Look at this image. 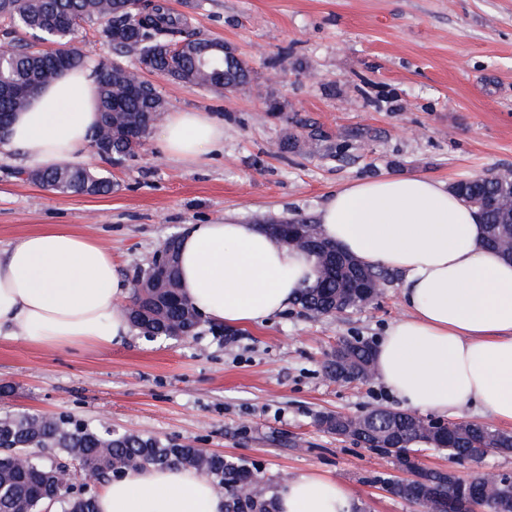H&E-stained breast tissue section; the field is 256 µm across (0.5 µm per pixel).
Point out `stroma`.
Returning <instances> with one entry per match:
<instances>
[{
    "mask_svg": "<svg viewBox=\"0 0 512 512\" xmlns=\"http://www.w3.org/2000/svg\"><path fill=\"white\" fill-rule=\"evenodd\" d=\"M191 32L230 46L248 84L219 89L171 78L154 84L170 112H207L224 146L190 164L155 136L115 166L101 196L60 194L23 180L0 155V249L62 224L98 240L127 278L146 271L186 224H257L267 213L316 220L331 191L383 175L446 183L512 170V0H164ZM72 44L89 64L121 61L100 22ZM298 147L281 150L289 132ZM399 283L337 318L301 308L262 326L202 322L195 338L134 332L112 348L53 350L0 337V415H69L256 464L278 486L301 473L346 483L357 512H411L385 491L390 459L323 431L318 414L356 415L401 404L377 380L337 384L323 370L336 343L378 342L405 317ZM422 466L512 473V453L452 461L429 449Z\"/></svg>",
    "mask_w": 512,
    "mask_h": 512,
    "instance_id": "obj_1",
    "label": "stroma"
}]
</instances>
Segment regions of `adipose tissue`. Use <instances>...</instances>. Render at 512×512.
<instances>
[{
    "label": "adipose tissue",
    "instance_id": "ef3b65f1",
    "mask_svg": "<svg viewBox=\"0 0 512 512\" xmlns=\"http://www.w3.org/2000/svg\"><path fill=\"white\" fill-rule=\"evenodd\" d=\"M99 121L98 83L69 70L16 113L0 153L34 170L89 165ZM157 142L198 162L224 143L206 112L168 113ZM325 237L366 264L398 271L404 318L375 347L376 378L402 404L454 415L473 405L512 424V262L483 246L476 209L445 182L387 175L332 192L318 211ZM181 292L201 316L261 325L292 306L314 277L305 253L256 224H187L180 231ZM131 285L111 249L52 227L0 249V335L55 349L122 344ZM278 512H355L352 491L304 473L278 486ZM204 473L146 467L102 486L98 512H224Z\"/></svg>",
    "mask_w": 512,
    "mask_h": 512
}]
</instances>
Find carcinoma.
Instances as JSON below:
<instances>
[{
	"mask_svg": "<svg viewBox=\"0 0 512 512\" xmlns=\"http://www.w3.org/2000/svg\"><path fill=\"white\" fill-rule=\"evenodd\" d=\"M44 42L57 45L51 52L35 51L32 46L16 44L0 61V115L23 111L28 98L13 88L55 79L63 69L56 56L68 58L67 68L85 67L84 55L69 47L75 30L69 19L104 24L103 35L119 37L116 47L134 51L139 61L176 80L201 86H213L214 69L224 73V85L238 86L249 81L250 69L234 50L221 41L194 36L157 0H0V15ZM183 46L179 56L169 55L168 46ZM98 77L100 121L93 134L97 153L109 160L135 156L153 127V119L165 113V103L154 89L133 94L136 85L129 67L114 63L95 68ZM27 179L56 192L98 196L112 189L109 180L83 166L63 163L58 167L27 173ZM452 190L483 213L484 245L512 260V174L491 173L481 178L461 179ZM293 240L315 257L316 279L301 292L299 305L309 316L336 317L364 307L358 285L392 283L396 273L381 267H368L344 253L321 236L320 227L305 219L294 221ZM161 251L166 261L152 265L139 277L141 281L163 280L171 284L167 293L149 288L134 289L127 308L133 324L147 336L192 338L201 317L180 296L177 238L165 240ZM374 366L373 346L354 339L343 342L342 357L331 355L325 362L326 374L338 382L360 381ZM426 435L436 448L448 450L452 459L480 461L487 451L512 453V434L487 423H452L446 437H437L421 416L377 408L368 413L367 430L356 443L390 457L392 451L380 447L377 438H390L392 444L409 445ZM50 452L55 463L46 464L43 454ZM78 461L97 472L103 482L117 473L139 468L180 467L202 471L215 487L224 492V512H278L276 498L263 486L256 467L230 457L214 456L200 448L163 442L153 436L118 434L104 426L92 427L67 415L52 418L39 414L0 417V512H44L49 505L60 512H97L96 494L69 495L58 487V474ZM381 482L391 494L408 503L413 512H427L431 505L448 503V512H512V474L500 475L494 487L478 479L462 482L450 470L419 467L417 480L399 483L394 477ZM250 486L248 496L240 489Z\"/></svg>",
	"mask_w": 512,
	"mask_h": 512,
	"instance_id": "carcinoma-1",
	"label": "carcinoma"
}]
</instances>
